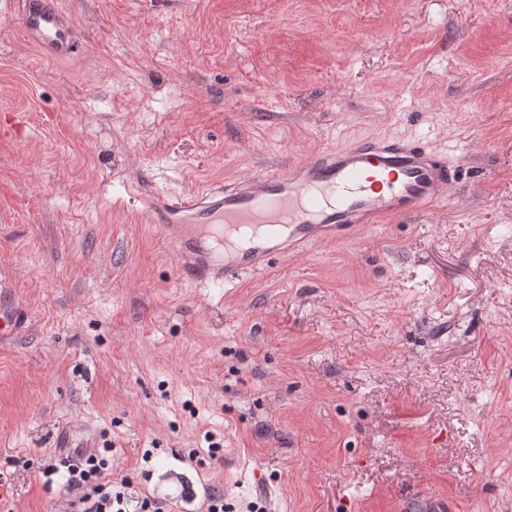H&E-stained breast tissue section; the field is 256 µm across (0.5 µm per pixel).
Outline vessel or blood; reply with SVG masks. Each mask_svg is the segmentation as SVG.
<instances>
[{
	"instance_id": "1",
	"label": "vessel or blood",
	"mask_w": 512,
	"mask_h": 512,
	"mask_svg": "<svg viewBox=\"0 0 512 512\" xmlns=\"http://www.w3.org/2000/svg\"><path fill=\"white\" fill-rule=\"evenodd\" d=\"M19 22L24 38L47 55L77 53L80 31L60 0H24ZM466 159V152L447 156L415 141L360 139L284 170L207 186L186 202H164L147 219L181 258L187 282L231 283L309 244L347 238L359 225L447 205Z\"/></svg>"
}]
</instances>
